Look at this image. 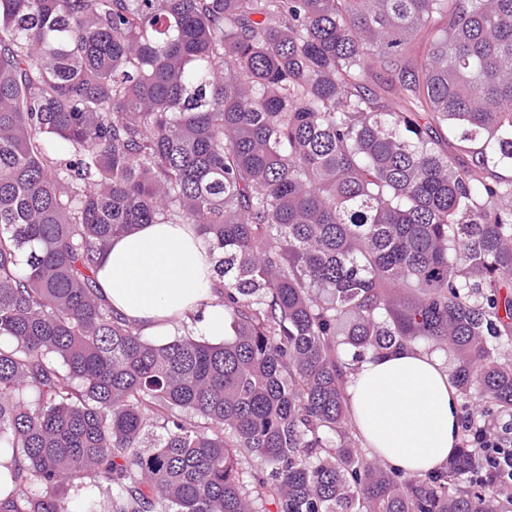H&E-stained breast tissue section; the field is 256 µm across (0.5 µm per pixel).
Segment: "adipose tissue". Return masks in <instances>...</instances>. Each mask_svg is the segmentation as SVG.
I'll use <instances>...</instances> for the list:
<instances>
[{
	"mask_svg": "<svg viewBox=\"0 0 512 512\" xmlns=\"http://www.w3.org/2000/svg\"><path fill=\"white\" fill-rule=\"evenodd\" d=\"M213 262L193 224H142L113 237L97 256L96 283L114 313L156 343L189 330L224 337L213 293ZM201 311L189 323L186 314ZM349 416L373 457L410 474L446 465L459 440V395L436 352L369 356L351 372Z\"/></svg>",
	"mask_w": 512,
	"mask_h": 512,
	"instance_id": "ef3b65f1",
	"label": "adipose tissue"
}]
</instances>
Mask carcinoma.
<instances>
[{
  "mask_svg": "<svg viewBox=\"0 0 512 512\" xmlns=\"http://www.w3.org/2000/svg\"><path fill=\"white\" fill-rule=\"evenodd\" d=\"M509 169L512 0H0V512H505L476 448L365 461L344 388L426 342L512 416ZM181 223L222 342L96 288Z\"/></svg>",
  "mask_w": 512,
  "mask_h": 512,
  "instance_id": "carcinoma-1",
  "label": "carcinoma"
}]
</instances>
